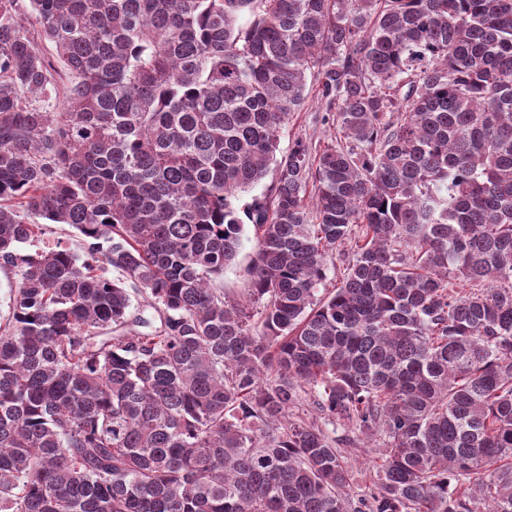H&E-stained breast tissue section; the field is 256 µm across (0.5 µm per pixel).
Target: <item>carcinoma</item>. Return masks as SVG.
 I'll list each match as a JSON object with an SVG mask.
<instances>
[{"instance_id":"1","label":"carcinoma","mask_w":512,"mask_h":512,"mask_svg":"<svg viewBox=\"0 0 512 512\" xmlns=\"http://www.w3.org/2000/svg\"><path fill=\"white\" fill-rule=\"evenodd\" d=\"M28 14L0 0V512H512V0ZM312 69L343 141L277 160ZM24 213L90 260L21 253ZM246 220L254 314L209 287ZM338 422L382 442L367 494ZM30 223L36 222L39 224H47V234L44 237V242L40 247L54 245L58 240L68 244L77 254H83V241L78 232L65 224H52L49 221L41 218L28 217Z\"/></svg>"}]
</instances>
